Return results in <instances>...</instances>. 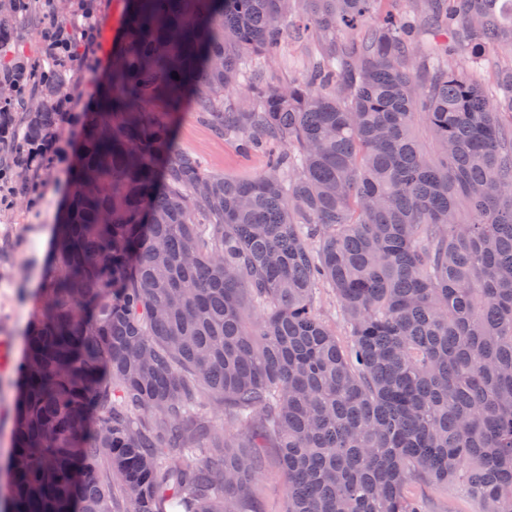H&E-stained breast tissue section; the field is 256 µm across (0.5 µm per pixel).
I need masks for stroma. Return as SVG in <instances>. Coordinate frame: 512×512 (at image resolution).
<instances>
[{
  "label": "stroma",
  "instance_id": "stroma-1",
  "mask_svg": "<svg viewBox=\"0 0 512 512\" xmlns=\"http://www.w3.org/2000/svg\"><path fill=\"white\" fill-rule=\"evenodd\" d=\"M131 9L132 0H98V42L67 71L73 90L53 147L38 171L39 190L29 199L14 196L12 205L0 208V340L7 344L11 359L10 364H0V467L13 445L17 375L12 364L24 352V337L42 301L40 288L55 229L71 201L82 117L110 91L112 53L123 42ZM313 49L310 39L289 34L276 62L265 68L266 80L287 84L302 72ZM175 130L178 146L200 159L208 171L250 181L268 168L265 153L243 151L236 141L216 136L192 107L178 112ZM263 465L255 486L256 506L260 512H285L286 490L274 449L264 450ZM427 496L429 512H480L482 508L458 483L438 485Z\"/></svg>",
  "mask_w": 512,
  "mask_h": 512
}]
</instances>
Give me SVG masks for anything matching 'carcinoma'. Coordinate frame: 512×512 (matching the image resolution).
I'll use <instances>...</instances> for the list:
<instances>
[{"mask_svg":"<svg viewBox=\"0 0 512 512\" xmlns=\"http://www.w3.org/2000/svg\"><path fill=\"white\" fill-rule=\"evenodd\" d=\"M303 1L305 73L253 78ZM375 2L135 0L27 331L8 512H252L268 447L287 512H427L411 487L455 480L512 512V0H422L413 25ZM37 11L80 44L54 0H0L23 188L70 91L68 53L10 59ZM186 100L268 170L181 150Z\"/></svg>","mask_w":512,"mask_h":512,"instance_id":"obj_1","label":"carcinoma"}]
</instances>
